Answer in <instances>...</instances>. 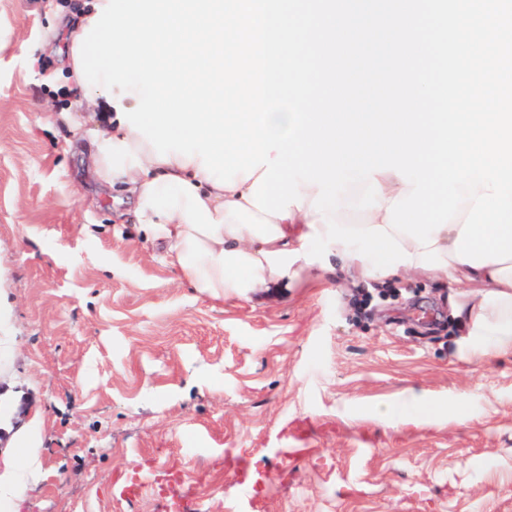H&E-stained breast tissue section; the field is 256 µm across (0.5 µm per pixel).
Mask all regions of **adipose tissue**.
Returning <instances> with one entry per match:
<instances>
[{
  "mask_svg": "<svg viewBox=\"0 0 512 512\" xmlns=\"http://www.w3.org/2000/svg\"><path fill=\"white\" fill-rule=\"evenodd\" d=\"M68 106L47 113V122L68 126L75 139H88L89 159L99 182L121 186L133 201L137 224L165 247L166 263L194 288L213 298L249 293L287 283L306 266L301 245L320 216L309 200L317 186L306 189L308 200L291 206L286 219L267 215L253 206L251 184L236 175L233 187L209 180L199 158L176 155L160 162L143 135L120 122L118 112L96 87H83ZM95 129H86V121ZM383 196L379 207L367 211L343 209L344 226L386 225L387 209L408 187L392 172L377 173ZM464 224L449 221L437 241L421 248L413 238H395L413 261L394 270L392 277L417 273L462 291L451 306L454 319L466 331L464 345L473 354L512 355V259L473 267L455 259V242ZM39 459L29 448L19 449L15 463L0 471V504L13 505L21 482L37 477Z\"/></svg>",
  "mask_w": 512,
  "mask_h": 512,
  "instance_id": "1",
  "label": "adipose tissue"
}]
</instances>
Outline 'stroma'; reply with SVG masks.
Instances as JSON below:
<instances>
[{"mask_svg":"<svg viewBox=\"0 0 512 512\" xmlns=\"http://www.w3.org/2000/svg\"><path fill=\"white\" fill-rule=\"evenodd\" d=\"M0 0V466L16 512H512V355L464 352L421 275L365 315L342 275L215 301L182 282L87 167L61 110L75 18ZM401 410L382 419L380 408ZM37 453L29 448H20L15 464H7L0 472V504L12 506L18 498L21 481L35 479L39 473Z\"/></svg>","mask_w":512,"mask_h":512,"instance_id":"1","label":"stroma"}]
</instances>
